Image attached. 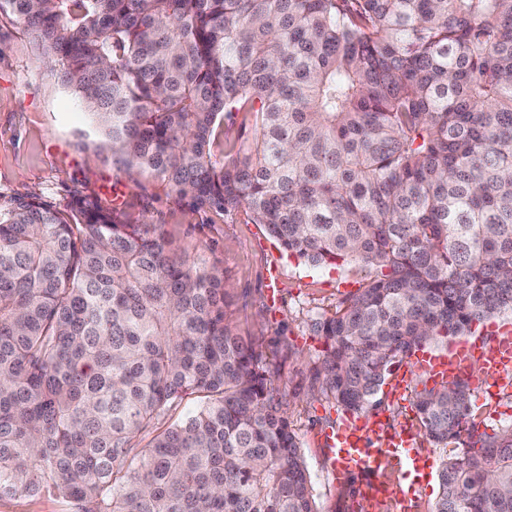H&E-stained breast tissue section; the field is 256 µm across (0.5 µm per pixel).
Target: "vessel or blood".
Segmentation results:
<instances>
[{
	"mask_svg": "<svg viewBox=\"0 0 512 512\" xmlns=\"http://www.w3.org/2000/svg\"><path fill=\"white\" fill-rule=\"evenodd\" d=\"M481 361L485 383L498 387L512 377V340H496L488 343L461 346L451 358H438L425 351L409 356L410 367L425 373L430 381L441 384L464 372L471 360ZM385 412L375 411L365 416L348 415L342 426L328 434L327 442L332 450L333 470L343 478L352 473L373 476L378 488H385L389 475H400L410 485L421 484L433 468L432 460L415 449L417 433L404 427L389 432L380 447L370 445L373 434L384 429Z\"/></svg>",
	"mask_w": 512,
	"mask_h": 512,
	"instance_id": "b4317fda",
	"label": "vessel or blood"
}]
</instances>
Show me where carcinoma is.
Returning a JSON list of instances; mask_svg holds the SVG:
<instances>
[{
  "mask_svg": "<svg viewBox=\"0 0 512 512\" xmlns=\"http://www.w3.org/2000/svg\"><path fill=\"white\" fill-rule=\"evenodd\" d=\"M128 174L245 207L288 254L368 282L313 328L319 390L372 407L391 365L512 310V0H0ZM251 112L233 153L217 119ZM0 195V498L77 512H318L223 273L98 198ZM184 418L162 417L187 397ZM434 512H512V426L469 383L417 396ZM151 436L144 447L135 438ZM74 510L73 505L51 497L0 499V512H75Z\"/></svg>",
  "mask_w": 512,
  "mask_h": 512,
  "instance_id": "cac0c4a2",
  "label": "carcinoma"
}]
</instances>
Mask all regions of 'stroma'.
<instances>
[{
  "instance_id": "stroma-1",
  "label": "stroma",
  "mask_w": 512,
  "mask_h": 512,
  "mask_svg": "<svg viewBox=\"0 0 512 512\" xmlns=\"http://www.w3.org/2000/svg\"><path fill=\"white\" fill-rule=\"evenodd\" d=\"M38 49L14 18L0 15V194L40 193L59 209L74 195H94L121 211L129 224H160L188 258H202L224 274L225 312L273 373L276 397L304 453L319 512H351L348 483L332 476L326 435L344 413L310 391L326 344L312 322L332 315L369 277L367 268L315 267L289 257L245 209L198 210L179 203L168 184L150 175L129 178L104 146L77 96L56 74L36 65ZM278 283L270 301L268 285ZM512 336V311L473 324L464 337L438 336L427 349L449 354L460 342ZM471 413L493 434L512 425V379L499 396L471 397Z\"/></svg>"
}]
</instances>
